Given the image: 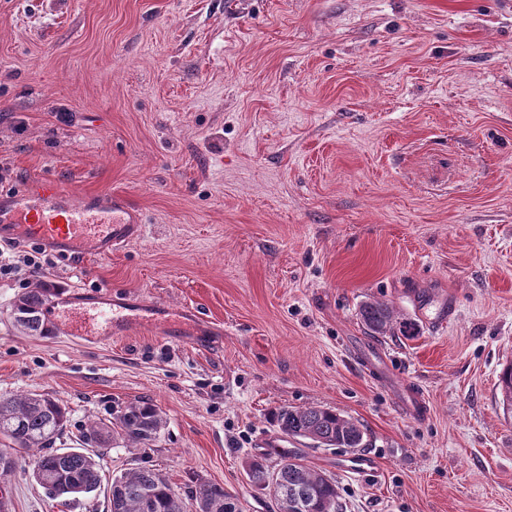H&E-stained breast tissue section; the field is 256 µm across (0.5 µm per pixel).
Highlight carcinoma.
Segmentation results:
<instances>
[{
    "label": "carcinoma",
    "mask_w": 512,
    "mask_h": 512,
    "mask_svg": "<svg viewBox=\"0 0 512 512\" xmlns=\"http://www.w3.org/2000/svg\"><path fill=\"white\" fill-rule=\"evenodd\" d=\"M54 287L40 283L23 292L12 306L15 325L28 335L49 332L43 308ZM360 320L373 336L400 333L413 337L415 325L398 318L381 300L367 301L359 309ZM498 387L506 408L512 407V364L507 365ZM270 420L287 437L310 439L321 446L363 448L365 433L359 424L330 408L281 407ZM70 426V412L48 394L0 395V440L8 442L10 462H0V481L15 473L27 459L31 476L53 498L74 499L101 488V449L110 445L141 448L154 441L165 421L148 398L121 405L112 419L93 422L79 429L78 448L56 449L54 445ZM246 473L259 490L275 489L277 512H298L304 502L309 512H343L336 479L310 467L304 459L290 456L271 466L263 456L246 463ZM107 497L110 512H240L234 497L224 487L201 482L182 497L161 470L140 466L112 478Z\"/></svg>",
    "instance_id": "obj_1"
}]
</instances>
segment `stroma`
Wrapping results in <instances>:
<instances>
[{
	"instance_id": "obj_1",
	"label": "stroma",
	"mask_w": 512,
	"mask_h": 512,
	"mask_svg": "<svg viewBox=\"0 0 512 512\" xmlns=\"http://www.w3.org/2000/svg\"><path fill=\"white\" fill-rule=\"evenodd\" d=\"M41 176L124 195L143 234L0 278V394L79 425L148 396L166 425L73 501L12 475L8 512H108L139 466L276 512L245 463L291 455L346 512H512V0H0V193ZM40 282L198 310L207 343L22 333ZM373 299L417 335H368ZM288 406L358 422L375 469L280 436Z\"/></svg>"
}]
</instances>
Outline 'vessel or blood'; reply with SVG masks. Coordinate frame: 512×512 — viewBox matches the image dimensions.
<instances>
[{"label":"vessel or blood","mask_w":512,"mask_h":512,"mask_svg":"<svg viewBox=\"0 0 512 512\" xmlns=\"http://www.w3.org/2000/svg\"><path fill=\"white\" fill-rule=\"evenodd\" d=\"M142 213L117 193L65 192L50 177L31 180L19 192L0 196V241L36 239L74 258L108 256L140 238ZM52 320L66 336L97 343L122 335L133 326H149L161 315L157 304L132 307L125 299L99 293L51 302Z\"/></svg>","instance_id":"1"}]
</instances>
